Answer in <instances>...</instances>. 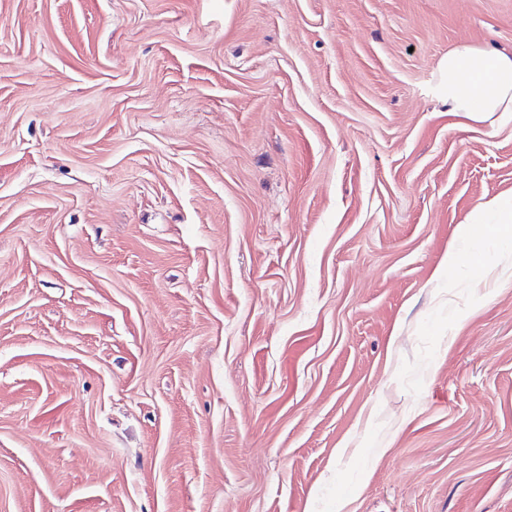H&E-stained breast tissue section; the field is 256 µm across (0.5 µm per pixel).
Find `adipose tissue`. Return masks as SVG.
Segmentation results:
<instances>
[{
  "label": "adipose tissue",
  "instance_id": "1",
  "mask_svg": "<svg viewBox=\"0 0 512 512\" xmlns=\"http://www.w3.org/2000/svg\"><path fill=\"white\" fill-rule=\"evenodd\" d=\"M437 87L449 111L478 118L488 113L512 114V56L475 53L461 47L449 51L437 67ZM494 217L503 236L512 235V195L504 194L477 206L464 224L460 236H470L474 226Z\"/></svg>",
  "mask_w": 512,
  "mask_h": 512
}]
</instances>
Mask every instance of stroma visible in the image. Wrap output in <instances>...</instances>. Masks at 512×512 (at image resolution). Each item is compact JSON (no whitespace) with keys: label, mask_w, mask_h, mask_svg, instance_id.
<instances>
[{"label":"stroma","mask_w":512,"mask_h":512,"mask_svg":"<svg viewBox=\"0 0 512 512\" xmlns=\"http://www.w3.org/2000/svg\"><path fill=\"white\" fill-rule=\"evenodd\" d=\"M460 47L512 0H0V512H512Z\"/></svg>","instance_id":"35a3bbf8"}]
</instances>
